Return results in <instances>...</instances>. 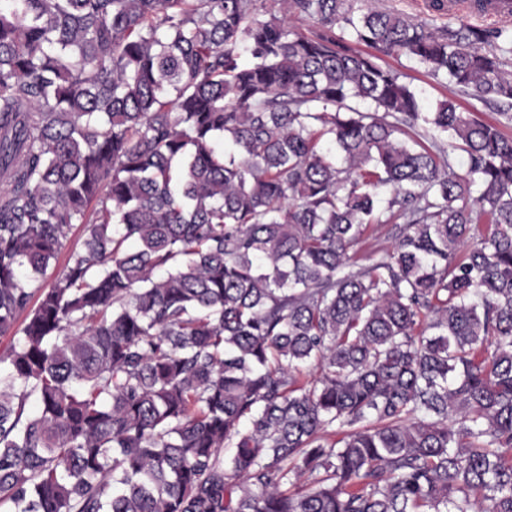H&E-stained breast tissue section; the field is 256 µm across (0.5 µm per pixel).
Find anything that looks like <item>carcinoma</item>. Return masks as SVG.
I'll use <instances>...</instances> for the list:
<instances>
[{
  "instance_id": "carcinoma-1",
  "label": "carcinoma",
  "mask_w": 512,
  "mask_h": 512,
  "mask_svg": "<svg viewBox=\"0 0 512 512\" xmlns=\"http://www.w3.org/2000/svg\"><path fill=\"white\" fill-rule=\"evenodd\" d=\"M504 55L350 0H0V512H512V137L453 99L511 109ZM381 63L404 74L405 81L421 92L426 109L448 96V88L432 78L425 67L413 59L405 56H383ZM392 243L393 239L388 226L375 227L374 229L368 230L362 242L357 247L358 252L356 259L358 264L363 266L370 265L373 262L374 253L379 250L389 249Z\"/></svg>"
}]
</instances>
